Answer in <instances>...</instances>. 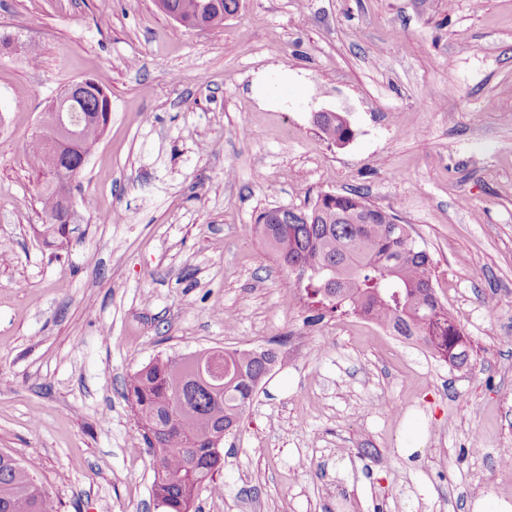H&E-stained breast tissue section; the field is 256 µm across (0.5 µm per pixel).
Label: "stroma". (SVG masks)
Wrapping results in <instances>:
<instances>
[{"instance_id": "obj_1", "label": "stroma", "mask_w": 512, "mask_h": 512, "mask_svg": "<svg viewBox=\"0 0 512 512\" xmlns=\"http://www.w3.org/2000/svg\"><path fill=\"white\" fill-rule=\"evenodd\" d=\"M92 76L112 117L69 242L48 247L27 147ZM328 110L345 146L314 122ZM354 191L429 253L467 366L362 319L309 322L255 222ZM278 339L288 362L198 512L512 501L495 466L512 448V0H240L218 30L156 0H0V451L38 460L49 512H159L125 382L159 355ZM325 117L329 119H337L346 128L350 130V123L346 117H342L341 115H339L338 113H334L333 111H323L316 115L317 120H323ZM342 124H339L336 120L331 121L327 119L324 122L318 124V128L321 130L325 138L331 142L336 140V138L341 140L345 135H347L348 137L350 136V131L344 128Z\"/></svg>"}]
</instances>
